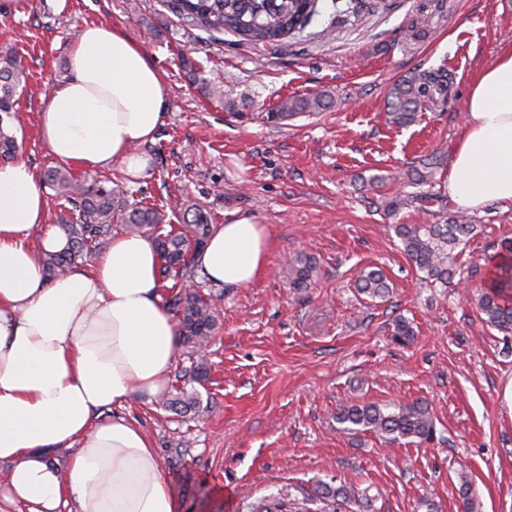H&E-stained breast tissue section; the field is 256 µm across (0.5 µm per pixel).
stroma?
Here are the masks:
<instances>
[{"mask_svg":"<svg viewBox=\"0 0 512 512\" xmlns=\"http://www.w3.org/2000/svg\"><path fill=\"white\" fill-rule=\"evenodd\" d=\"M345 0H322L310 34L280 47L238 43L185 24L166 0H26L0 18V58H21L28 88L12 130L18 159L36 173L56 166L39 135L41 113L67 74L73 35L91 22L122 27L164 73L167 120L142 145L144 176L119 165L75 169L76 177L144 189L172 209L193 204L213 224L248 213L270 226L275 243L260 278L222 288L220 328L197 391L181 416L159 398L134 399L104 418L134 422L157 449L181 512H257L268 500L294 512L320 483L354 485L371 499L361 512H458L457 473L468 468L481 512H512V413L501 400L512 379V337L487 326L465 301L476 281L429 288L401 251L398 224H439L437 209L387 215L378 201L417 193L408 174L439 157L447 191L450 154L467 120L479 70L512 44V0H393L332 24ZM332 27L330 39L317 31ZM189 56L223 97L200 93L181 63ZM450 70L444 110L420 112L407 126L385 122L390 86L409 71ZM327 90L326 111L275 119L281 99ZM233 100L234 110L224 108ZM479 228L458 260L484 271L490 243L512 237V204L473 210ZM313 255L320 274L294 291L284 269ZM381 268L390 295H358L361 270ZM413 344L392 338L397 317ZM426 400L436 424L429 443L388 445L372 433L342 432V402Z\"/></svg>","mask_w":512,"mask_h":512,"instance_id":"stroma-1","label":"stroma"}]
</instances>
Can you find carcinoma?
Here are the masks:
<instances>
[{
	"instance_id": "obj_1",
	"label": "carcinoma",
	"mask_w": 512,
	"mask_h": 512,
	"mask_svg": "<svg viewBox=\"0 0 512 512\" xmlns=\"http://www.w3.org/2000/svg\"><path fill=\"white\" fill-rule=\"evenodd\" d=\"M319 0H173V8L188 25L211 34L230 33L242 43L274 45L282 39L302 33L319 15ZM192 70L198 89L208 96L221 95L212 81L196 70L192 59H182ZM453 75L444 70L411 71L399 78L388 90L387 118L392 124H412L417 113L444 108L448 103V89ZM27 84L22 61L16 57L0 62V157L8 160L18 149V142L10 132L9 123L16 112L18 89ZM333 104V96L320 90L306 97L286 98L278 105L275 115L288 118L298 114L323 112ZM437 163L428 161L412 170L411 181L429 190L406 199H391L383 203L384 211L392 215L401 207L428 204L438 200L430 188L436 183ZM44 182L55 196L75 205L78 218L65 219L62 228L68 238L67 248L44 257L47 273L57 278L71 270L78 261L99 251L112 237L113 228L121 226L126 234L150 232L159 257L161 279L173 280L166 287L165 303L175 313L183 342L198 349L210 342L218 328L220 313L217 297L204 295L200 290L187 292L184 284L195 281L197 272L189 258L190 250L204 246L212 231L210 217L194 208L193 221L187 232L164 231L167 215L162 210L134 199V193L120 186L109 187L100 182L87 183L76 178L64 167H50L43 175ZM478 225L463 212H451L444 224H396L395 232L407 259L423 273L421 280L431 286L448 287L458 274L455 250L474 234ZM486 256L490 277L466 296L478 314L491 327L512 334V238H502L491 246ZM319 273L314 257L299 253L288 262L285 275L288 283L297 289L308 288ZM360 294L372 299L383 298L389 292L386 275L380 269L365 271L357 280ZM411 323L398 317L394 322L393 337L400 344L414 341ZM187 413L197 408L196 392L179 389L169 399ZM336 423L346 433L369 431L388 444L403 439L417 438L430 441L435 435L433 415L423 400L410 403H345L336 409ZM460 512H480L473 478L463 470L458 473ZM318 497L336 503V512L355 499L353 487L341 484L320 485Z\"/></svg>"
}]
</instances>
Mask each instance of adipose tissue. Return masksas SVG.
<instances>
[{
	"mask_svg": "<svg viewBox=\"0 0 512 512\" xmlns=\"http://www.w3.org/2000/svg\"><path fill=\"white\" fill-rule=\"evenodd\" d=\"M67 59L43 111L46 147L65 164L116 163L140 178L150 165L140 147L168 111L163 73L105 23L81 28ZM467 111L450 196L470 209L512 203V45L475 77ZM66 245L61 228L46 222L35 171L0 164V512H180L149 437L125 418H100L105 408L151 400L178 354L155 245L116 235L91 269L49 278L43 252ZM272 247L267 225L242 213L214 228L193 263L213 285L246 287Z\"/></svg>",
	"mask_w": 512,
	"mask_h": 512,
	"instance_id": "obj_1",
	"label": "adipose tissue"
}]
</instances>
